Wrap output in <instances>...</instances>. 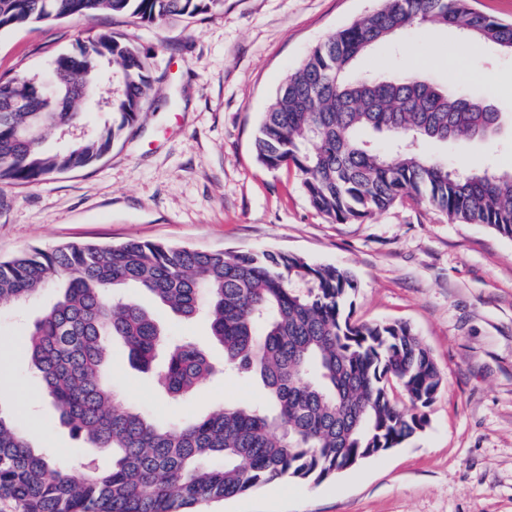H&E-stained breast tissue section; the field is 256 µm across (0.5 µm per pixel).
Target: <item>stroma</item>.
<instances>
[{"mask_svg":"<svg viewBox=\"0 0 512 512\" xmlns=\"http://www.w3.org/2000/svg\"><path fill=\"white\" fill-rule=\"evenodd\" d=\"M379 0H224L221 10L154 28L104 14L92 24H31L0 33V76H43L53 57L105 30L137 47L155 79L140 119L103 159L35 185L0 188V260L31 247L131 239L209 251L272 250L347 269L357 283L353 317L404 322L444 376L428 424L408 444L320 484L278 481L200 512H512V239L476 224H451L411 201L352 224L308 203L296 173L270 169L254 138L284 78L332 32ZM407 57L378 45L363 74L408 67L439 82L491 94L502 114L487 139L431 145L456 162L512 172V56L449 31L403 33ZM126 296L167 333L224 350L208 324L174 317L146 293ZM58 291L0 305V393L29 442L61 466L76 445L44 397L24 350L33 318ZM108 377L129 405L158 421L208 415L223 403L262 401L261 387L216 376L185 403L135 371L121 342Z\"/></svg>","mask_w":512,"mask_h":512,"instance_id":"obj_1","label":"stroma"}]
</instances>
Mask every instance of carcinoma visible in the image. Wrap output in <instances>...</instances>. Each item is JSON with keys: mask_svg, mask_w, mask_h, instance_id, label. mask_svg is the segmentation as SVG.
Returning a JSON list of instances; mask_svg holds the SVG:
<instances>
[{"mask_svg": "<svg viewBox=\"0 0 512 512\" xmlns=\"http://www.w3.org/2000/svg\"><path fill=\"white\" fill-rule=\"evenodd\" d=\"M222 5L0 0V32L35 22L85 24L103 13L160 27L173 15ZM427 24L512 53V23L474 11L468 0H381L288 74L263 113L257 158L271 169H294L310 206L332 221L357 222L409 199L450 223L484 224L512 239V173L424 150L430 142L494 135L501 112L493 99L408 73L353 74L372 47ZM50 69L68 112L55 111L34 80L0 78L1 186L38 183L99 160L153 87L140 51L108 31L57 53ZM101 109L112 121L56 151L44 148L47 135ZM125 284L183 320L205 316L228 372L261 382L265 400L168 423L124 403L102 375L111 338L123 341L143 372L166 352L157 382L175 399L191 397L214 373L197 341L168 338L141 305L116 296ZM52 285L61 294L32 324L27 351L59 422L111 463L81 455L61 469L0 410V497L21 512H188L283 479L319 484L423 431L443 385L409 325L351 320L357 285L350 272L302 257L131 240L33 247L0 261V303Z\"/></svg>", "mask_w": 512, "mask_h": 512, "instance_id": "carcinoma-1", "label": "carcinoma"}]
</instances>
